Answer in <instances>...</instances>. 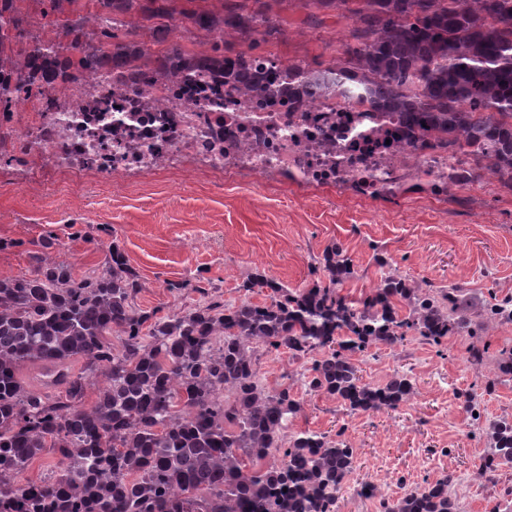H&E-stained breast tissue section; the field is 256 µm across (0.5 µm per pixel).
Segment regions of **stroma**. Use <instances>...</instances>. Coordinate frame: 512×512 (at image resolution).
<instances>
[{
    "label": "stroma",
    "mask_w": 512,
    "mask_h": 512,
    "mask_svg": "<svg viewBox=\"0 0 512 512\" xmlns=\"http://www.w3.org/2000/svg\"><path fill=\"white\" fill-rule=\"evenodd\" d=\"M271 15L282 33L263 51L318 68L335 61L354 25L343 11L318 10L303 0H274ZM73 210L83 213V223H64ZM114 239L141 278L134 305L144 311L189 309L206 292L228 306L246 296L264 302L267 289L247 295L241 288L258 270L302 290L311 286L313 268L332 243L353 261L356 274L343 291L356 298L379 285L381 256L411 279L459 283L480 301L512 296V192L489 171L444 202L417 196L356 200L333 189L203 175L149 176L132 186L61 179L32 192L0 183L2 278L29 275L41 259L69 264L78 274L102 271ZM178 281L185 289L170 291L169 283ZM468 343L467 335L452 336L438 351L410 335L355 353L364 381L383 384L398 370L416 386L415 396L397 409L356 414L310 391L305 360L285 350L260 352L265 385L288 383L302 401L294 429L330 436L340 430L355 448L356 469L340 512H378L380 498L366 496L364 487L377 486L381 498L394 499L445 475L459 512H512V500L500 494L512 486V465L500 468L492 482L475 474L491 451L492 424L512 417V379L484 393L482 378L493 375L494 367L486 365L483 376H476L466 363ZM470 394L481 407L477 424L464 410Z\"/></svg>",
    "instance_id": "1"
}]
</instances>
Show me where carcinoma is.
<instances>
[{
    "label": "carcinoma",
    "mask_w": 512,
    "mask_h": 512,
    "mask_svg": "<svg viewBox=\"0 0 512 512\" xmlns=\"http://www.w3.org/2000/svg\"><path fill=\"white\" fill-rule=\"evenodd\" d=\"M18 0H0V79H64L72 58L27 30ZM56 34L79 63L93 68L153 69L168 63L192 71L224 65L228 52L187 50L170 42L173 24L197 35H235L260 54L280 32L268 0H226L224 11H177L172 0H97L96 28L79 0H49ZM344 9L356 19L351 42L335 65L288 63L317 93L341 95L378 112H401L426 132L448 135L470 171L497 175L512 192V0H305ZM137 14V21L124 16ZM145 29L150 43L134 39ZM160 50L154 51L152 47ZM230 83L267 90L233 67ZM376 292L360 300L341 294L355 275L347 251L328 246L313 285L293 292L262 274L241 288L271 290L270 301L244 298L224 307L207 300L189 310L137 309V274L117 242L105 269L78 277L66 264L44 263L27 277L0 278V512H339L340 494L355 470L354 449L336 435L290 431L302 405L291 388L258 381L260 350L285 349L312 361L310 387L348 411L395 409L415 393L406 374L383 385L363 381L350 353L392 345L406 332L439 345L462 331L472 338L467 363L479 372L489 347L486 323H512V297L476 308L460 285H412L385 258ZM409 308L401 318L394 301ZM121 336V348L107 337ZM85 359L76 372L71 359ZM39 370L41 390L27 389L18 369ZM512 377V349L497 358L491 392ZM104 379L85 406L89 385ZM493 451L478 473L495 480L512 462V419L492 426ZM56 455L52 476L24 485L15 476L42 452ZM444 476L381 512H458Z\"/></svg>",
    "instance_id": "carcinoma-1"
}]
</instances>
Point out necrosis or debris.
<instances>
[{
	"label": "necrosis or debris",
	"mask_w": 512,
	"mask_h": 512,
	"mask_svg": "<svg viewBox=\"0 0 512 512\" xmlns=\"http://www.w3.org/2000/svg\"><path fill=\"white\" fill-rule=\"evenodd\" d=\"M464 161L458 147L420 137L398 113L332 95L291 103L273 90L235 89L220 74L79 67L56 85H22L0 98V182L23 189L175 172L337 188L361 199H444Z\"/></svg>",
	"instance_id": "4bbe7bcc"
}]
</instances>
